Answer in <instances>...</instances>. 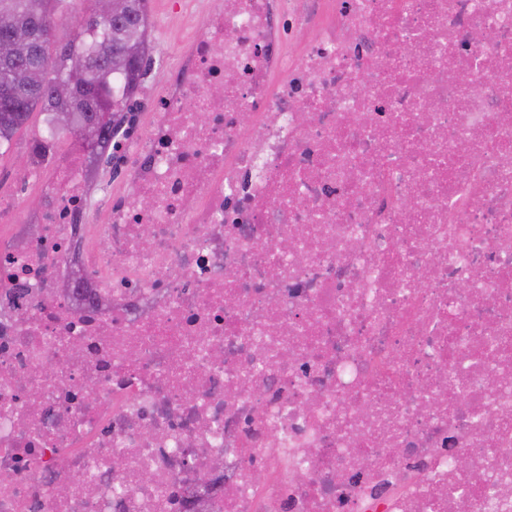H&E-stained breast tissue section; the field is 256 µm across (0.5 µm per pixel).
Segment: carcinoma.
<instances>
[{
	"label": "carcinoma",
	"mask_w": 512,
	"mask_h": 512,
	"mask_svg": "<svg viewBox=\"0 0 512 512\" xmlns=\"http://www.w3.org/2000/svg\"><path fill=\"white\" fill-rule=\"evenodd\" d=\"M149 0H127L121 14H113L105 0H0V148L35 112L49 116L53 138L62 136L59 119L72 116L68 133L81 144L85 135L97 141L88 159L103 161L112 137L127 119L125 106L144 82L151 56L127 54L129 42L149 27ZM72 18L75 36L57 43L59 20ZM31 37L24 59L13 57L5 41L8 33ZM74 79L75 92L67 98L53 93L65 75Z\"/></svg>",
	"instance_id": "carcinoma-1"
}]
</instances>
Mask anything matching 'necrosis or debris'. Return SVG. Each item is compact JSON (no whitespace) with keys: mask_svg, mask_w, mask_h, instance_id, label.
I'll return each instance as SVG.
<instances>
[{"mask_svg":"<svg viewBox=\"0 0 512 512\" xmlns=\"http://www.w3.org/2000/svg\"><path fill=\"white\" fill-rule=\"evenodd\" d=\"M170 72L100 207L0 191V512H512V0H210Z\"/></svg>","mask_w":512,"mask_h":512,"instance_id":"1","label":"necrosis or debris"}]
</instances>
